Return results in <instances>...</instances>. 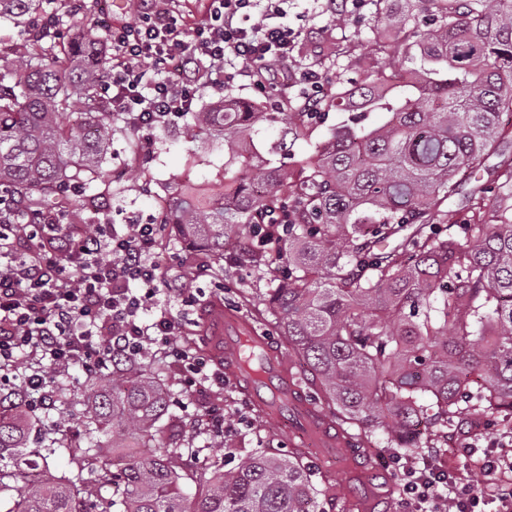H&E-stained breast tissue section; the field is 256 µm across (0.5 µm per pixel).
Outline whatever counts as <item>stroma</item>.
I'll use <instances>...</instances> for the list:
<instances>
[{"mask_svg":"<svg viewBox=\"0 0 512 512\" xmlns=\"http://www.w3.org/2000/svg\"><path fill=\"white\" fill-rule=\"evenodd\" d=\"M91 10L81 32L96 43H104L107 25L118 20H132L133 0H88ZM394 6L389 0L376 4L369 0L363 17L353 19L319 15L313 0H296L290 11L302 28L311 30L309 38L300 40L292 63L293 69L320 64L329 84L360 82L367 71L364 62L375 58L379 68L391 71L398 64L387 55L378 53L381 45L391 44L397 31L388 16ZM224 167L222 141L198 136L191 117L176 124L159 127L150 132L120 129L114 132L103 165L105 177L112 182V192L99 194L96 188H81L70 196V204L78 208L84 219L105 211L110 223L130 224L148 219L160 221V200L177 189L185 174H193L204 188L215 189V176ZM242 238H233L225 245L224 307L231 312L254 316L262 307L267 282L256 274L241 253ZM160 247L171 262V275L177 284L195 288L192 279L198 260L204 259L199 248L168 236H161ZM173 397L167 415L161 420V439L175 445L185 426L199 418L202 408L181 385L179 375L168 373ZM512 429V417L504 415L469 414L467 419H453L451 425L423 423L418 431L423 447L409 453L393 448L384 429L372 432L376 454L368 461L372 475L373 495L367 512H400L402 485L397 476V461L422 462L426 447L442 449L456 468L468 464L474 443L488 444L497 433ZM302 442L285 425L258 415L250 416L248 425L228 436L224 447H209L193 454L186 462L187 469L196 470L213 460L225 459L227 453L236 458L258 454L270 448L288 451L301 447ZM356 464H335L326 474L332 489L320 497L322 512H350L355 501L354 478L360 474Z\"/></svg>","mask_w":512,"mask_h":512,"instance_id":"stroma-1","label":"stroma"}]
</instances>
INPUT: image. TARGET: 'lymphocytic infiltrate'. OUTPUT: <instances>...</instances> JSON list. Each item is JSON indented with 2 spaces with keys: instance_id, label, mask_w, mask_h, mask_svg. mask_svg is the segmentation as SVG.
Instances as JSON below:
<instances>
[{
  "instance_id": "f902f5d3",
  "label": "lymphocytic infiltrate",
  "mask_w": 512,
  "mask_h": 512,
  "mask_svg": "<svg viewBox=\"0 0 512 512\" xmlns=\"http://www.w3.org/2000/svg\"><path fill=\"white\" fill-rule=\"evenodd\" d=\"M181 0H146L134 21L112 26L110 82L97 92L131 129L149 131L184 117L198 89L247 86L270 105L289 93L300 112L323 111L327 84L319 65L293 71L301 36L287 21L288 0H207L192 27L180 21ZM175 65L174 76L156 71ZM158 224L93 230L59 213L34 224L0 226V387L36 411L61 370L96 374L113 357L156 353L177 369L187 394L223 389L224 372L204 351L180 343L184 310L196 294L174 288L160 253ZM473 463L478 479L441 457L402 469L403 512H512V432Z\"/></svg>"
}]
</instances>
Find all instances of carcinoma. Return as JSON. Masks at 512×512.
Instances as JSON below:
<instances>
[{
    "instance_id": "cac0c4a2",
    "label": "carcinoma",
    "mask_w": 512,
    "mask_h": 512,
    "mask_svg": "<svg viewBox=\"0 0 512 512\" xmlns=\"http://www.w3.org/2000/svg\"><path fill=\"white\" fill-rule=\"evenodd\" d=\"M414 1L433 25L383 51L405 64L388 75L341 84L328 105L342 113L297 168L271 165L253 134L270 113L238 101L196 112L198 131L224 140L231 178L220 198L198 184L165 200L163 227L214 260L225 238L247 229L250 257L269 280L264 312L288 342L293 375L366 451L371 427L387 430L403 451L421 447L412 430L471 408L512 416V0ZM53 0H0V19L18 26L52 9ZM39 41H24L0 64V194L7 219L25 224L62 208L64 187L90 184L119 114L97 97L109 75L88 43L59 38L60 20ZM80 111L87 124L63 121ZM384 115L376 125L369 114ZM322 119L291 112L285 134L306 138ZM490 183L478 177L488 157ZM462 196L466 218L446 226L448 201ZM273 214L276 222L259 218ZM172 392L155 361L112 362V381L88 378L82 396L57 395L53 409L80 411L86 442L43 428L0 394V497L7 512H323L315 473L299 451L248 456L226 470L215 461L187 472L184 452L157 447L158 423ZM112 436L105 444L97 434ZM68 450L73 470L57 475L52 456ZM195 485L189 496L184 487ZM116 497L96 503L102 488Z\"/></svg>"
}]
</instances>
